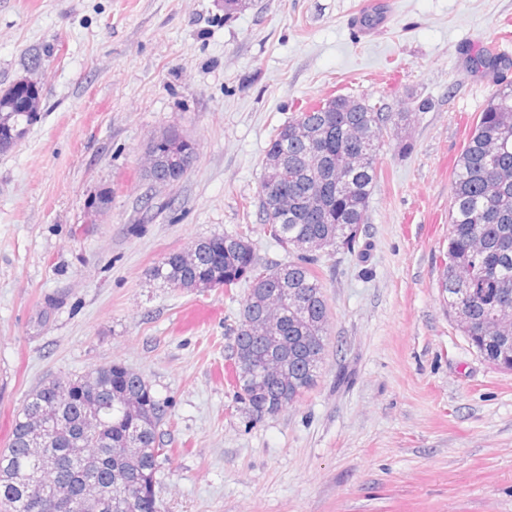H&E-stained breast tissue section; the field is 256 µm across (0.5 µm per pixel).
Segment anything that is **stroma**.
<instances>
[{"mask_svg": "<svg viewBox=\"0 0 512 512\" xmlns=\"http://www.w3.org/2000/svg\"><path fill=\"white\" fill-rule=\"evenodd\" d=\"M0 0V92L35 82L40 118L0 154V449L33 390L118 363L166 407L159 512H512V371L485 360L438 286L454 164L493 91L469 55L512 0ZM414 108L388 134L355 249L321 254L329 307L317 380L252 423L230 333L248 283L169 288L168 253L259 219L273 126L330 94ZM174 128L197 142L179 183L140 161ZM388 18L389 10L385 0H368L353 16L351 30L359 38L367 37L382 30Z\"/></svg>", "mask_w": 512, "mask_h": 512, "instance_id": "35a3bbf8", "label": "stroma"}]
</instances>
